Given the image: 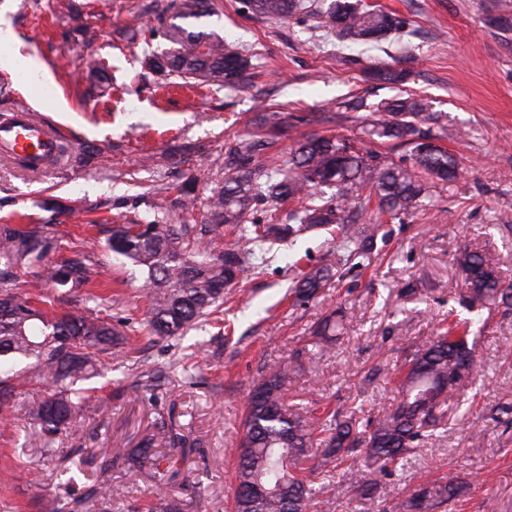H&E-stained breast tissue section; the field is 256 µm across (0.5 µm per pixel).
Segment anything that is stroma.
<instances>
[{"instance_id": "stroma-1", "label": "stroma", "mask_w": 512, "mask_h": 512, "mask_svg": "<svg viewBox=\"0 0 512 512\" xmlns=\"http://www.w3.org/2000/svg\"><path fill=\"white\" fill-rule=\"evenodd\" d=\"M170 0H0V23L22 55L42 61L46 84L0 68V111L29 108L66 141L58 162L28 170L0 157V224H43L57 242L51 258L74 245L104 265L97 292L113 319L130 322V370L85 381L106 409H91L77 435L39 431L27 415L40 385L26 386L0 408V512H40L49 491L79 499L89 486L108 489L105 512L124 503L150 512L159 497L201 492L204 512H229L242 412L264 368L284 367L287 401L307 409H363L377 415L397 394L399 348L424 346L449 313L469 317L455 250L491 248L500 276L512 281V0H366L406 21L399 34L374 44L339 38L323 13L330 0H305L281 21L217 0V15L183 20L191 32L235 44L254 67L237 89L205 82L182 85L148 60L172 47L164 32ZM96 57L105 80L90 79ZM403 70L404 82L376 80ZM52 97H43L42 87ZM419 94L444 115L458 138L441 144L456 154L464 178L433 188L427 207L386 224L367 269L347 273L317 298L294 303L298 271L318 266L336 242L335 227L307 231L260 260L224 295L222 325L160 339L140 324L148 300L142 274L105 247L115 224H144L165 188L196 179L188 203L203 220L207 199L224 183L229 142L247 134L270 141L266 156L288 154L300 133L358 138L385 99ZM279 112L278 130L256 119ZM334 316L336 339L317 344L314 329ZM472 318V317H469ZM479 366L463 403L448 405L430 436L383 480L377 498L391 500L442 477L464 483L447 512H512V309L472 318ZM193 349V368L181 357ZM170 380L155 396L135 386L140 371ZM175 424L187 442L177 472L158 484L146 470L106 465L108 457L155 419Z\"/></svg>"}]
</instances>
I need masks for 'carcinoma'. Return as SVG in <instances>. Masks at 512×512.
Returning <instances> with one entry per match:
<instances>
[{
	"mask_svg": "<svg viewBox=\"0 0 512 512\" xmlns=\"http://www.w3.org/2000/svg\"><path fill=\"white\" fill-rule=\"evenodd\" d=\"M247 11L271 20L286 19L303 10L302 0H242ZM173 18L207 16L212 0H178ZM326 23L352 41L379 42L399 31L402 19L382 10H368L351 0H332ZM168 37L175 48L156 57L154 67L184 79L202 78L211 85L236 88L252 68L251 60L232 45L201 34L192 35L172 22ZM391 119L373 120L369 137L407 141L410 158H393L354 146L340 136L302 135L285 158L259 160L266 143L237 139L226 150L229 174L224 186L209 198V223L190 224L179 212V196L157 199L154 219L138 224H114L107 246L143 273L149 307L143 328L150 336L172 338L199 328L224 304V290L258 259L257 252L292 241L302 232L336 225V248L324 262L300 275L293 285L295 301L305 303L331 286L344 269L361 267L370 259L381 224L362 220L361 197L376 201V215L400 219L425 206L429 181L450 187L460 180L455 154L437 143L433 128L444 129L443 115L422 96L396 97L381 106ZM334 190L332 200L313 204L317 189ZM308 199L288 215V223L256 222L248 216L265 203ZM235 238L224 240V229ZM224 249L217 250L219 243ZM57 243L43 224H0V408L9 404L17 387L38 383L47 397L28 407L31 419L46 433L76 431L75 414L90 406L91 397L77 384L99 374L110 358L123 365L132 359L130 337L98 307L84 313H48L14 292L19 273L32 276L33 287L61 288V295L85 294L103 275L96 256L78 249L59 265L47 262ZM454 260L469 286L466 308L481 313L500 304L512 309V283L495 276L489 251L464 248ZM457 324L439 329L428 346L408 356L399 368L397 397L391 409L373 417L347 416L338 409L321 417L322 429L311 427L309 411L286 404V371L265 369L244 409L243 430L236 445L237 464L233 512H312L315 480L328 479L347 458L357 454L365 469L355 475L353 490L364 500L374 498L380 482L393 475L407 454L427 437L436 413L471 383L477 354ZM30 364L18 372L13 367ZM166 375L145 370L137 386L153 393ZM319 448H314V445ZM186 439L173 424L160 419L124 456L128 468L149 469L159 484L176 472ZM461 484L443 481L422 485L392 502L384 512H432L460 496ZM106 497L104 487L86 490L78 503L95 512ZM194 503L171 499L155 512H192Z\"/></svg>",
	"mask_w": 512,
	"mask_h": 512,
	"instance_id": "cac0c4a2",
	"label": "carcinoma"
}]
</instances>
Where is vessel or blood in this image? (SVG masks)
<instances>
[{
  "label": "vessel or blood",
  "instance_id": "vessel-or-blood-1",
  "mask_svg": "<svg viewBox=\"0 0 512 512\" xmlns=\"http://www.w3.org/2000/svg\"><path fill=\"white\" fill-rule=\"evenodd\" d=\"M62 137L51 126L37 122L24 106L0 115V155L22 157L30 167L40 169L55 162Z\"/></svg>",
  "mask_w": 512,
  "mask_h": 512
}]
</instances>
